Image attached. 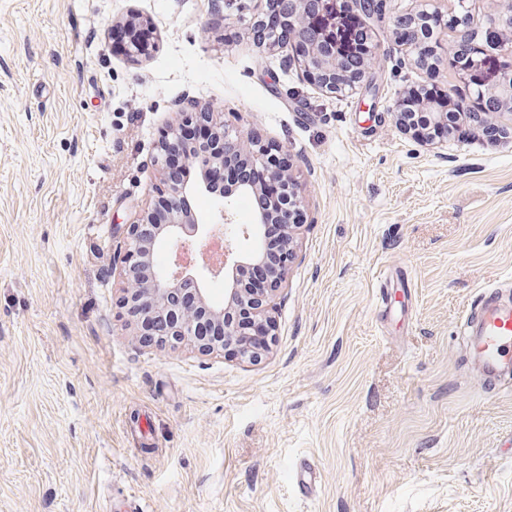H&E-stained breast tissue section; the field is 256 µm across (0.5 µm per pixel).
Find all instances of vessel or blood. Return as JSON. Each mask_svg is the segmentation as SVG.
<instances>
[{
    "label": "vessel or blood",
    "instance_id": "obj_1",
    "mask_svg": "<svg viewBox=\"0 0 512 512\" xmlns=\"http://www.w3.org/2000/svg\"><path fill=\"white\" fill-rule=\"evenodd\" d=\"M474 359L480 363L487 381L512 371V306H504L484 296L474 310Z\"/></svg>",
    "mask_w": 512,
    "mask_h": 512
}]
</instances>
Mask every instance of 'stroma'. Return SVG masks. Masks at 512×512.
Here are the masks:
<instances>
[{
  "mask_svg": "<svg viewBox=\"0 0 512 512\" xmlns=\"http://www.w3.org/2000/svg\"><path fill=\"white\" fill-rule=\"evenodd\" d=\"M447 7L387 0L372 92L330 97L258 51L265 0H0V512H512V383L483 387L459 332L482 294L512 302V117L432 148L392 112L425 80L394 20ZM132 13L154 30L138 58L109 48ZM186 97L304 187L255 361L144 344L120 305Z\"/></svg>",
  "mask_w": 512,
  "mask_h": 512,
  "instance_id": "obj_1",
  "label": "stroma"
}]
</instances>
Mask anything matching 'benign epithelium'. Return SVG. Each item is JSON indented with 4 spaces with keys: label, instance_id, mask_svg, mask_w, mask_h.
Instances as JSON below:
<instances>
[{
    "label": "benign epithelium",
    "instance_id": "benign-epithelium-1",
    "mask_svg": "<svg viewBox=\"0 0 512 512\" xmlns=\"http://www.w3.org/2000/svg\"><path fill=\"white\" fill-rule=\"evenodd\" d=\"M447 22L457 32L456 48L448 52L446 65L455 78L476 86L475 93L492 96L499 101L500 110L512 112V69L500 73L491 72L476 81V73L484 70L485 51L473 45L477 37L475 18L471 11L472 0H451ZM385 0H352L353 16L385 14ZM416 32L414 42L404 44L411 63L427 73L434 72V53L423 48L431 38L427 21L433 18L426 10L413 15ZM288 35L281 45L300 46L298 63L308 80L322 91L336 95L355 90L380 66L378 54L368 48L359 66L352 72H343L349 52L351 35L350 20L341 12L338 0H290L286 17ZM146 23L138 14L112 23V33L123 52L129 56L145 51L138 31ZM422 109L432 123L447 122L446 111L468 110L467 99L460 96L445 98L437 107L430 100L422 102ZM191 122L208 127L213 135L211 145L187 142L183 156L187 166H198L200 178L196 181L181 179L167 160L165 148H160L157 159L160 180L165 187L162 201L167 204L163 216L156 211H145L128 224L125 248L121 258L124 277V307L127 314L137 318L144 305L152 307L159 320L160 335L171 343L194 344L202 352L224 351L233 347L241 358L255 359L260 351L246 343V315L260 317L270 323L267 307L287 274V264L272 272L268 288L242 306L246 289L242 287L239 272L249 266L262 263V231L266 224H280L285 228L287 247H293L295 234L304 222L305 210L301 191L291 169L270 153L264 145L244 136L228 120L224 112L195 100L183 102L181 112L170 126L169 134H177ZM235 158L243 163L259 165L266 169L268 181L281 192L283 203L273 209L256 214L252 223H235L232 203L243 194L257 192L256 186L215 189L224 162ZM206 192L220 200L218 216L204 224L198 215L185 207L187 197ZM224 225V255L221 262L212 260L200 252L194 262L188 260L187 250L206 245L216 234L215 225ZM244 237L254 239L255 246L248 252L233 247V242ZM165 240L171 246L169 264L162 270L151 267L152 247L157 240ZM215 278L224 281V302L211 301L207 283Z\"/></svg>",
    "mask_w": 512,
    "mask_h": 512
}]
</instances>
